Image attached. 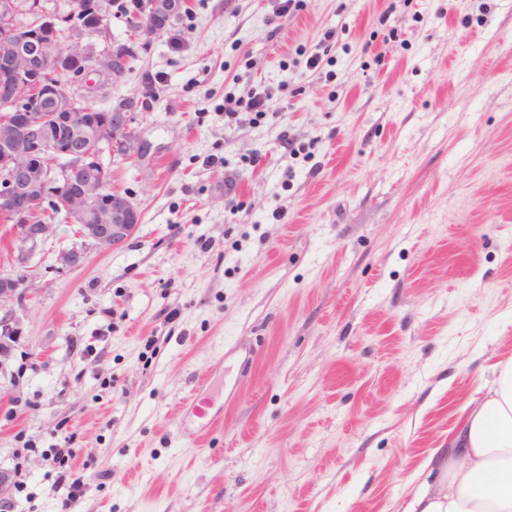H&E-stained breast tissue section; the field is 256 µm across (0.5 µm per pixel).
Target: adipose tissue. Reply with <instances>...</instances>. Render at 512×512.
Instances as JSON below:
<instances>
[{"label": "adipose tissue", "mask_w": 512, "mask_h": 512, "mask_svg": "<svg viewBox=\"0 0 512 512\" xmlns=\"http://www.w3.org/2000/svg\"><path fill=\"white\" fill-rule=\"evenodd\" d=\"M426 465L438 478L422 481L404 512H512V356Z\"/></svg>", "instance_id": "ef3b65f1"}]
</instances>
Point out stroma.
I'll use <instances>...</instances> for the list:
<instances>
[{
    "instance_id": "stroma-1",
    "label": "stroma",
    "mask_w": 512,
    "mask_h": 512,
    "mask_svg": "<svg viewBox=\"0 0 512 512\" xmlns=\"http://www.w3.org/2000/svg\"><path fill=\"white\" fill-rule=\"evenodd\" d=\"M275 4L189 0L123 77L73 82L136 104L148 151L101 157L127 241L59 221L20 266L0 223L14 512H58L55 454L93 471L70 512H403L512 355V0ZM197 375L199 447L173 419Z\"/></svg>"
}]
</instances>
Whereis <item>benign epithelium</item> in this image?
Listing matches in <instances>:
<instances>
[{
    "mask_svg": "<svg viewBox=\"0 0 512 512\" xmlns=\"http://www.w3.org/2000/svg\"><path fill=\"white\" fill-rule=\"evenodd\" d=\"M186 0H146L151 17H174ZM93 23L73 11L51 15L38 0H3L0 3V111L9 120L0 123V213L13 219L14 261L23 264L45 242L51 229L36 222L30 206L35 200L64 201L68 222L80 227L83 237L100 247L128 240L140 213L130 198L112 191L101 156L113 153L141 156L146 144L131 130L134 104L117 105V112L96 116L83 109L82 96L68 88L42 82L41 56L26 50L44 39L56 66L74 77L98 73L111 79L123 64L124 51L111 48L102 57L91 56L76 40L99 33L107 25L109 0H92ZM30 15L22 23L20 14ZM70 32L74 42L63 41ZM54 162H46L47 156ZM82 249L59 253L57 262L76 269L85 264ZM18 281L0 274V304L17 298Z\"/></svg>",
    "mask_w": 512,
    "mask_h": 512,
    "instance_id": "7a95c632",
    "label": "benign epithelium"
}]
</instances>
